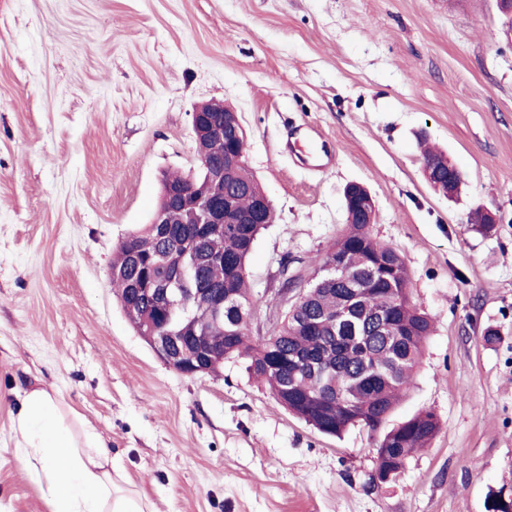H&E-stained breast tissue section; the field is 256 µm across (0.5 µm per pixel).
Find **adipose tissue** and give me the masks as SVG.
Instances as JSON below:
<instances>
[{"label":"adipose tissue","instance_id":"obj_1","mask_svg":"<svg viewBox=\"0 0 512 512\" xmlns=\"http://www.w3.org/2000/svg\"><path fill=\"white\" fill-rule=\"evenodd\" d=\"M11 431L49 512H149L112 475L105 446L80 414L46 387L18 391Z\"/></svg>","mask_w":512,"mask_h":512}]
</instances>
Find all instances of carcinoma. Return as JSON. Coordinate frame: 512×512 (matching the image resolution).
<instances>
[{
    "label": "carcinoma",
    "mask_w": 512,
    "mask_h": 512,
    "mask_svg": "<svg viewBox=\"0 0 512 512\" xmlns=\"http://www.w3.org/2000/svg\"><path fill=\"white\" fill-rule=\"evenodd\" d=\"M246 134L233 142L204 144L197 154L211 162L224 161V183L208 180L204 169L196 173L195 188L215 198L229 194L237 217L245 224H226L224 234L207 238L212 248L224 252V265L188 269L187 288H222L234 304V316L218 318L209 308L196 306L198 328L215 342H224V357L246 360L247 371L269 385L277 401L290 413L319 432L339 436L364 425L382 431L376 444V464L397 477L408 459L427 447L440 425L425 411L386 427L401 395L410 387L425 343L432 333L430 317L409 298V275L401 256L376 241L369 225L351 218L346 232L329 248L310 259L315 279L306 288L293 313L277 323L268 338L249 333L253 307L247 280V262L260 232L271 223L273 210L245 164ZM439 180L460 181L459 171L446 155L429 152ZM264 202L256 212L257 202ZM166 211L169 237L157 238V226L148 224L123 240L112 261V286L121 307L129 303L126 279L132 275L130 253L143 254L142 263L164 273L160 255L178 249L182 238L200 225L190 223L187 212L159 201ZM339 261L335 279L322 281L325 267Z\"/></svg>",
    "instance_id": "1"
}]
</instances>
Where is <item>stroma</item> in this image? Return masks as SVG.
Masks as SVG:
<instances>
[{
  "instance_id": "obj_1",
  "label": "stroma",
  "mask_w": 512,
  "mask_h": 512,
  "mask_svg": "<svg viewBox=\"0 0 512 512\" xmlns=\"http://www.w3.org/2000/svg\"><path fill=\"white\" fill-rule=\"evenodd\" d=\"M208 101L238 112L274 209L248 261L252 335L276 325L283 275L309 280L343 233L351 183L434 321L391 419L429 410L440 431L389 484H371L367 428L319 433L240 358L176 372L113 292V251L164 176L198 170L190 118ZM316 133L329 167L310 158ZM423 138L462 172L455 199L425 180ZM39 385L154 512H489L512 497V26L496 0H0V512H49L11 432L15 391Z\"/></svg>"
}]
</instances>
